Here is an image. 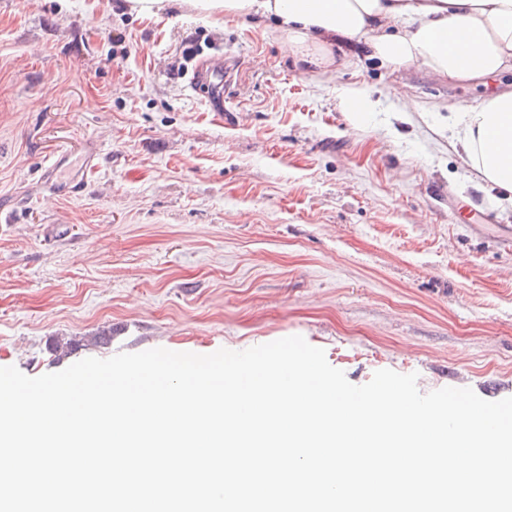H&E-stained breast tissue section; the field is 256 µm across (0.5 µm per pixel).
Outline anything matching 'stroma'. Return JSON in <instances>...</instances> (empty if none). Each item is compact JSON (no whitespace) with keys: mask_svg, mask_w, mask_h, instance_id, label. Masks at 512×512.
Wrapping results in <instances>:
<instances>
[{"mask_svg":"<svg viewBox=\"0 0 512 512\" xmlns=\"http://www.w3.org/2000/svg\"><path fill=\"white\" fill-rule=\"evenodd\" d=\"M281 39L187 8L0 0V367L299 335L355 385L390 369L512 397V206L476 188L448 128L512 72L449 82L347 39L308 67ZM199 64L225 67L223 111L189 89ZM349 88L378 103L359 131ZM62 155L82 196L44 180ZM106 327L108 345L52 349Z\"/></svg>","mask_w":512,"mask_h":512,"instance_id":"35a3bbf8","label":"stroma"}]
</instances>
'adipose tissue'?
Masks as SVG:
<instances>
[{"label":"adipose tissue","instance_id":"adipose-tissue-1","mask_svg":"<svg viewBox=\"0 0 512 512\" xmlns=\"http://www.w3.org/2000/svg\"><path fill=\"white\" fill-rule=\"evenodd\" d=\"M153 16L188 7L211 17L272 18L283 48L305 63L329 62L337 39L364 41L383 62L419 65L448 80L512 70V0H126ZM453 147L480 187L512 202V92L452 118Z\"/></svg>","mask_w":512,"mask_h":512}]
</instances>
